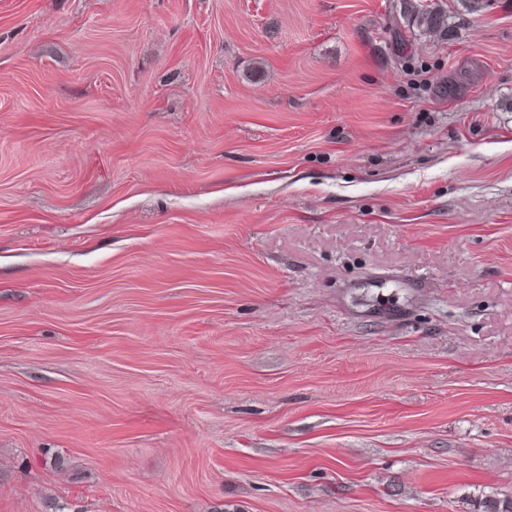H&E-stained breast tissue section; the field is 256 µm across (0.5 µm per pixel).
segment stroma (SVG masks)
<instances>
[{
    "label": "stroma",
    "mask_w": 512,
    "mask_h": 512,
    "mask_svg": "<svg viewBox=\"0 0 512 512\" xmlns=\"http://www.w3.org/2000/svg\"><path fill=\"white\" fill-rule=\"evenodd\" d=\"M0 0V512L512 497V0ZM406 1L409 2H406L405 7L407 13L414 14L415 21H417L420 26H423L425 30L437 32L447 29L448 32L450 31L448 17L445 12L431 5L416 4L411 0Z\"/></svg>",
    "instance_id": "1"
}]
</instances>
